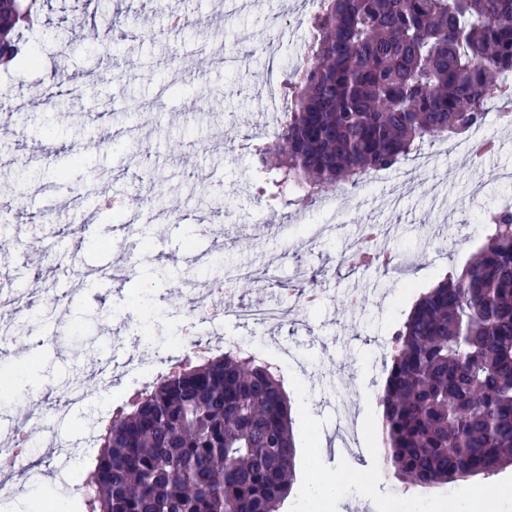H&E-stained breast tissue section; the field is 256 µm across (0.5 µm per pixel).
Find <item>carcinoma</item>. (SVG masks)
<instances>
[{"mask_svg":"<svg viewBox=\"0 0 512 512\" xmlns=\"http://www.w3.org/2000/svg\"><path fill=\"white\" fill-rule=\"evenodd\" d=\"M37 0H0V64L29 62ZM278 135L251 150L305 208L427 142L482 123L512 74V0H323ZM485 242L395 332L379 396L387 463L435 487L512 465V203ZM82 512H279L295 467L292 405L274 368L193 357L98 438Z\"/></svg>","mask_w":512,"mask_h":512,"instance_id":"obj_1","label":"carcinoma"}]
</instances>
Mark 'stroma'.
<instances>
[{
    "instance_id": "1",
    "label": "stroma",
    "mask_w": 512,
    "mask_h": 512,
    "mask_svg": "<svg viewBox=\"0 0 512 512\" xmlns=\"http://www.w3.org/2000/svg\"><path fill=\"white\" fill-rule=\"evenodd\" d=\"M304 0H44L30 43L41 68L0 70V106L30 97L45 70L62 65L80 86L79 97H56L11 112L0 137V293L15 298L6 321L16 334L0 369L11 371L13 390L0 392V439L26 412L32 391L58 400L85 371L111 360L108 388L88 394L70 420L50 432L74 439L98 404L123 406L140 389L125 373L130 354L180 355L191 329L250 345L277 364L293 405L296 446L294 484L280 512H314L309 484L333 478L341 486L323 512H461L474 488L497 485L512 512V466L433 489L413 487L378 466L384 448L378 396L384 383L380 357L414 302L451 267L462 266L483 241L484 211L512 202V183L476 172L466 148L433 157L446 197L433 203L423 170L405 161L384 179L337 193L340 223L323 211L300 210L256 193L263 177L241 135L272 122L266 88L285 82L288 63L304 50ZM189 9L201 23L174 36L163 34L165 13ZM118 32L106 33L108 22ZM138 35L128 54L126 33ZM221 40L223 59L203 58L201 43ZM65 55H58L59 46ZM205 104L191 125L181 117L192 98ZM107 128L122 131L120 145L85 150ZM42 152H34V145ZM84 148L82 164L65 176L56 168L70 149ZM106 170L104 192L85 196L93 214L79 230L67 195ZM138 201L141 218L115 225L114 213ZM178 220H170L172 204ZM385 226L389 245L408 261L410 287L372 269H355L341 253L359 226ZM323 226L308 242L311 227ZM454 246L437 253V239ZM224 264V295L232 306L272 307L285 302L296 273L315 276L316 306L292 308L273 328L215 317L195 325L187 297L172 298L167 269L179 279L207 286L215 261ZM121 267L126 281L108 278ZM42 282L41 300L63 296L50 317L32 318L29 284ZM357 293V306L346 303ZM42 336L33 344L31 331ZM59 461L44 467L45 482L27 487L29 512H76L75 495L62 484Z\"/></svg>"
}]
</instances>
